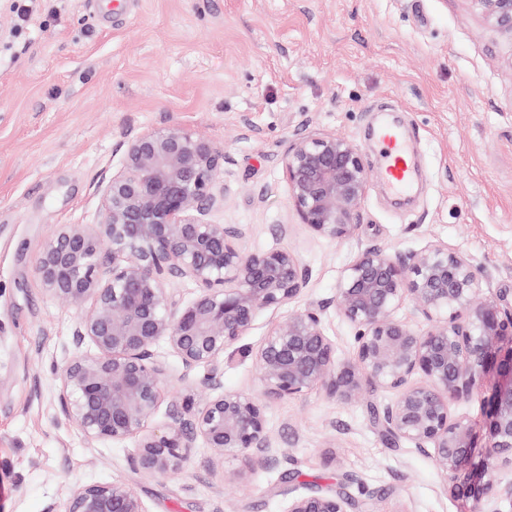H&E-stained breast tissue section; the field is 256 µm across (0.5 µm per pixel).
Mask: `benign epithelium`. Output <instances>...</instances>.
Returning <instances> with one entry per match:
<instances>
[{"label": "benign epithelium", "instance_id": "7a95c632", "mask_svg": "<svg viewBox=\"0 0 512 512\" xmlns=\"http://www.w3.org/2000/svg\"><path fill=\"white\" fill-rule=\"evenodd\" d=\"M490 24L512 36V0H471ZM288 198L300 223L336 239L357 224L370 172L360 147L336 135L297 137L280 157ZM224 150L179 125L127 136L122 168L98 185V224H64L43 243L34 275L44 290L75 309V354L58 374L64 421L90 443L132 440L135 468L178 471L191 449L246 459L273 451L264 414L268 399L314 388L353 401L370 388L391 390L379 415L387 440L430 457L455 498L485 512L490 498L512 501V311L500 298L480 302L482 278L441 243L391 255L368 245L336 286V310L351 324L354 357L341 361L316 308L290 312L256 353L260 391H226L216 366L259 313L281 308L309 284L300 258L284 248L252 252L245 229L215 224L224 203L218 173ZM188 280L196 297L171 290ZM409 301L429 323L419 332L397 316ZM165 341L203 397L171 404V421H152L164 398ZM90 344L94 352L83 351ZM497 376L483 398L486 442L458 410ZM341 491L311 489L288 498L284 512H349ZM46 512H147L131 486L79 484Z\"/></svg>", "mask_w": 512, "mask_h": 512}]
</instances>
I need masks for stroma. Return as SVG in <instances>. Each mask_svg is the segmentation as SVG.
<instances>
[{"label": "stroma", "mask_w": 512, "mask_h": 512, "mask_svg": "<svg viewBox=\"0 0 512 512\" xmlns=\"http://www.w3.org/2000/svg\"><path fill=\"white\" fill-rule=\"evenodd\" d=\"M17 29L0 0V512H45L79 484L123 481L147 512H282L285 492L344 488L370 512H469L431 458L387 444L376 418L391 392L352 402L315 389L267 401L275 451L217 462L193 449L150 476L132 443L89 444L60 418L58 373L77 312L33 269L62 224H97L103 175L123 141L178 124L224 150L218 224L245 249L285 248L310 282L293 311L322 306L339 359L354 328L336 284L361 247L407 254L439 242L487 278L482 296L512 305V37L471 0H32ZM415 134L425 187L397 202L366 138L385 109ZM336 134L371 177L353 233L300 224L279 164L300 135ZM262 311L217 365L225 389L259 384L254 354L283 315Z\"/></svg>", "instance_id": "1"}]
</instances>
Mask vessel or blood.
Listing matches in <instances>:
<instances>
[{
    "label": "vessel or blood",
    "mask_w": 512,
    "mask_h": 512,
    "mask_svg": "<svg viewBox=\"0 0 512 512\" xmlns=\"http://www.w3.org/2000/svg\"><path fill=\"white\" fill-rule=\"evenodd\" d=\"M381 157V174L384 184L392 191L410 190L420 179L406 131L391 120L381 121L373 130Z\"/></svg>",
    "instance_id": "1"
}]
</instances>
